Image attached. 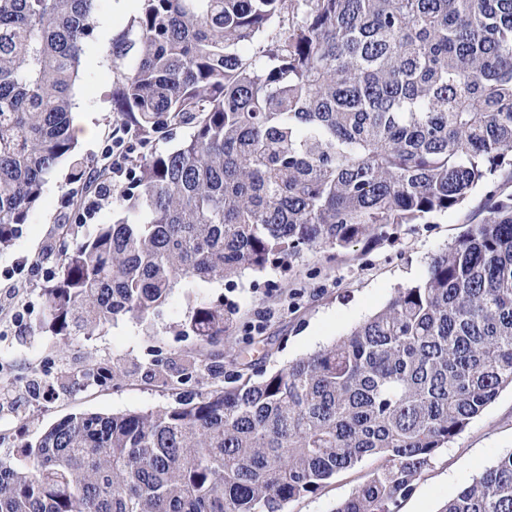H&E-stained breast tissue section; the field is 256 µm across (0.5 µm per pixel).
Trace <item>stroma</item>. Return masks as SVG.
Returning a JSON list of instances; mask_svg holds the SVG:
<instances>
[{
  "mask_svg": "<svg viewBox=\"0 0 512 512\" xmlns=\"http://www.w3.org/2000/svg\"><path fill=\"white\" fill-rule=\"evenodd\" d=\"M139 0H95L93 28L73 87L74 124L91 125L92 139L76 144L78 157L99 163L114 143L119 119L112 90L120 76L107 49L130 30ZM62 161L42 198L11 246L0 249V458L11 459L25 441L60 419L78 413L142 412L173 403L229 374L194 371L182 377L195 339L182 335L187 316L200 303L235 304L236 354L257 371H275L309 355L379 311L401 286L421 281L431 258L454 244L464 224L478 219L484 194L476 189L461 208L407 224L376 246L327 261L307 252L291 269L247 272L234 282L182 283L147 321L121 317L67 348L45 333L40 320L44 289L57 267L45 258L61 226L82 240L116 213L100 190H86ZM113 367V381L84 379L94 364ZM512 452V389L497 398L446 448L440 449L397 512H439L441 506L502 455ZM378 461L369 457L339 473L317 495L288 503L284 512H332L363 482Z\"/></svg>",
  "mask_w": 512,
  "mask_h": 512,
  "instance_id": "stroma-1",
  "label": "stroma"
}]
</instances>
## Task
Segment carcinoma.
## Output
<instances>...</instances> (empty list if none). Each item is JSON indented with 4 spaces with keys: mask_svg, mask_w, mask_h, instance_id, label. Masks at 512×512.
Returning a JSON list of instances; mask_svg holds the SVG:
<instances>
[{
    "mask_svg": "<svg viewBox=\"0 0 512 512\" xmlns=\"http://www.w3.org/2000/svg\"><path fill=\"white\" fill-rule=\"evenodd\" d=\"M94 0H0V245L75 153L72 90ZM140 143L119 218L60 244L44 324L145 319L185 280L327 259L512 183V0H140L112 43ZM423 281L309 356L155 411L71 415L0 460V512H283L365 457L333 512H396L436 452L512 387V192ZM233 312L202 304L190 367L223 373ZM440 512H512V453Z\"/></svg>",
    "mask_w": 512,
    "mask_h": 512,
    "instance_id": "cac0c4a2",
    "label": "carcinoma"
}]
</instances>
